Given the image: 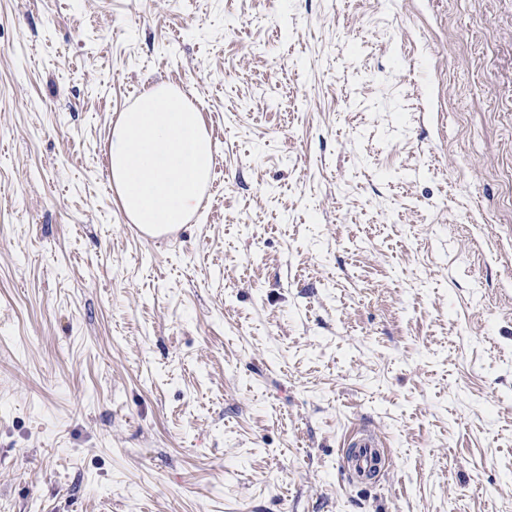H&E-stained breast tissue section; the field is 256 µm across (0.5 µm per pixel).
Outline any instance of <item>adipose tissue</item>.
Here are the masks:
<instances>
[{
  "instance_id": "adipose-tissue-1",
  "label": "adipose tissue",
  "mask_w": 512,
  "mask_h": 512,
  "mask_svg": "<svg viewBox=\"0 0 512 512\" xmlns=\"http://www.w3.org/2000/svg\"><path fill=\"white\" fill-rule=\"evenodd\" d=\"M109 174L133 224L188 223L213 178L202 115L181 89L159 83L122 112L107 143Z\"/></svg>"
}]
</instances>
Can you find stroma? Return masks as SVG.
Instances as JSON below:
<instances>
[{
  "mask_svg": "<svg viewBox=\"0 0 512 512\" xmlns=\"http://www.w3.org/2000/svg\"><path fill=\"white\" fill-rule=\"evenodd\" d=\"M160 82L215 168L146 242ZM0 512H512V0H0ZM107 154L121 208L136 236L147 241L179 233L213 178V145L201 112L183 90L166 83L121 113ZM136 224L176 226L154 235ZM346 458L345 475L347 478L356 477L359 474H366L376 470L378 455L380 454L379 440L372 434L355 432L350 438ZM353 448L357 452L352 455Z\"/></svg>",
  "mask_w": 512,
  "mask_h": 512,
  "instance_id": "35a3bbf8",
  "label": "stroma"
}]
</instances>
